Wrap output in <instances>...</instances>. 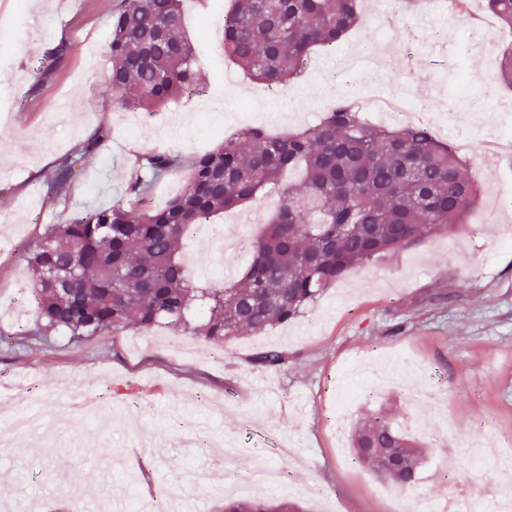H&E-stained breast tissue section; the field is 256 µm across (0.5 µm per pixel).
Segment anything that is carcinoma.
Listing matches in <instances>:
<instances>
[{
  "mask_svg": "<svg viewBox=\"0 0 512 512\" xmlns=\"http://www.w3.org/2000/svg\"><path fill=\"white\" fill-rule=\"evenodd\" d=\"M224 13V56L252 79L282 89L304 72L317 48L339 44L364 25L360 0H231ZM512 29V0H485ZM183 0H119L112 9L108 92L122 109L154 112L196 94L195 46L181 34ZM501 85L512 90V45L498 55ZM56 160L47 179L67 195L77 166L104 139ZM184 187L149 206L171 174ZM274 193L279 205L262 233L246 242L250 261L226 285L194 282L180 245L203 224ZM481 184L469 160L419 124L367 122L350 101L331 105L311 126L271 134L246 125L214 150L183 161L172 153L142 159L129 200L48 224L26 260L38 331L81 339L127 330L167 331L223 345L301 317L349 271L385 259L464 223ZM81 272L67 288L50 272ZM124 288L113 286V275ZM251 362L278 369L286 355L257 351ZM355 457L395 486L417 484L421 454L382 412L365 415L351 436ZM224 512H298L288 500L226 498Z\"/></svg>",
  "mask_w": 512,
  "mask_h": 512,
  "instance_id": "cac0c4a2",
  "label": "carcinoma"
}]
</instances>
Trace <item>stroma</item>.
Wrapping results in <instances>:
<instances>
[{
	"label": "stroma",
	"instance_id": "stroma-1",
	"mask_svg": "<svg viewBox=\"0 0 512 512\" xmlns=\"http://www.w3.org/2000/svg\"><path fill=\"white\" fill-rule=\"evenodd\" d=\"M115 0H0V25L18 31L15 51L0 54V426L35 398H66L93 384L113 393L117 410L98 433L71 408L66 437L48 451L40 431L19 437L0 457V495L17 490L16 474L33 475L35 512H66L79 498L96 512L91 480L113 495L133 488L152 497L187 480L198 467L223 469L224 451L180 440L185 420L236 443L239 476L263 465L286 472L287 498L300 512H391L388 481L359 465L351 449L336 452L331 428L342 409V437L363 413L390 409L394 424L421 446L417 491L425 506L475 496L491 502L512 468V207L497 196L512 180V156L486 154L493 123L512 116L495 59L512 35L487 20L488 41L467 49L468 23L431 0L424 11L397 12L386 37L372 23L332 50L316 51L320 75L304 73L282 92L232 70L222 32L208 33L217 0H186L182 31L196 46L200 94L155 114L126 120L107 91L112 72L110 18ZM69 53L53 60L59 41ZM405 87L422 124L465 142L483 184L481 202L448 237L350 272L288 327L245 335L218 347L189 336L127 331L69 339L34 332L7 310L30 294L25 250L45 225L125 199L144 155L189 159L214 149L245 125L277 132L315 124L341 95ZM109 140L90 154L66 200L49 194L55 160L85 143L99 126ZM272 202L244 210V222L212 221L214 236L236 244L257 232ZM283 351L281 370L254 369L260 349ZM466 436L503 458L470 463L452 442Z\"/></svg>",
	"mask_w": 512,
	"mask_h": 512
}]
</instances>
